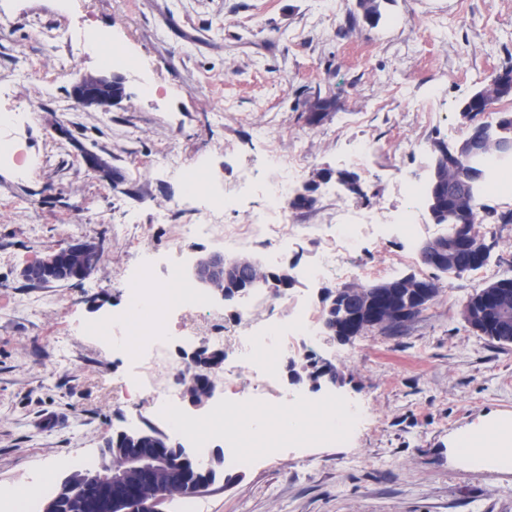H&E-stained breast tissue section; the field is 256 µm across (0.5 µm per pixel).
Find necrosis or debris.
I'll list each match as a JSON object with an SVG mask.
<instances>
[{"label":"necrosis or debris","instance_id":"necrosis-or-debris-1","mask_svg":"<svg viewBox=\"0 0 512 512\" xmlns=\"http://www.w3.org/2000/svg\"><path fill=\"white\" fill-rule=\"evenodd\" d=\"M31 112L0 104V166L13 169L23 179L39 170L43 157L30 154L24 143L13 131L31 120ZM182 175L187 192L180 205L195 209V222L179 225L177 237L168 254L173 261L168 267V278L160 282L155 278L154 266L158 254L148 253L132 269L128 281L145 285L146 294L139 309H126L103 325L86 328L89 336H111L112 348L124 356L130 373L116 389V401L127 402L139 397L149 405L152 415L187 443L197 448L207 447L210 435L223 434L225 443L232 448V459L242 467L252 466L257 453L241 451V430L246 418V407L287 405L288 394L275 392L274 383L279 377V363L285 354L295 351V337L305 336L316 341L319 334L318 318L306 305H299L288 325L273 319L281 298L271 297L264 303L250 299L243 303L233 326L211 325L207 343L223 350L224 368L221 379L224 396L223 425H204L184 416L180 411L182 394L169 380L153 376L152 369L162 362L168 338L171 336L172 317L177 313L192 311L200 316H212L213 310L184 278L176 255L181 254L192 241L215 238L223 231L226 214L238 212L242 198L253 189L249 181H242L236 192H219L213 189L211 178L202 165L184 168ZM400 187L408 201L405 209L391 215L379 212H361L352 209L340 211L333 217L315 216L304 223H295L289 201L294 191L292 179L268 183L262 190L263 208L250 215L247 224L233 231L234 239L242 242L259 241L272 250L284 248L296 236L311 238L323 250V261L305 270L310 281L323 279L360 280L387 273V266L367 268L343 265L342 256L353 255L366 238L382 242L394 234L413 236L419 231L417 203L421 196L419 180L400 176ZM134 327L136 341L127 344L118 336V329ZM249 369L251 381L239 382L241 369ZM314 437L324 442L336 441V434L327 432L321 417L307 418L304 427L282 435L278 432L263 434L259 439L258 453L275 455L284 448H295L306 438Z\"/></svg>","mask_w":512,"mask_h":512}]
</instances>
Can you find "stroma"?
Wrapping results in <instances>:
<instances>
[{
    "label": "stroma",
    "mask_w": 512,
    "mask_h": 512,
    "mask_svg": "<svg viewBox=\"0 0 512 512\" xmlns=\"http://www.w3.org/2000/svg\"><path fill=\"white\" fill-rule=\"evenodd\" d=\"M375 25L357 0H0V85L34 108L23 129L45 165L28 180L0 168V489L51 473V496L68 458L98 461L106 439L129 430L139 404L120 405L113 390L127 366L99 336L78 335L111 317L126 297L119 279L141 241L166 250L181 224L171 207L183 194L179 164H201L215 183L235 190L245 172L271 178L262 159L276 133L288 156L304 150L300 183L341 156L357 138L378 145L370 167L351 165L360 194L321 185L313 211L351 207L392 211L404 204L398 169L428 171L416 141L455 144L465 128L458 106L495 69L512 60V0H381ZM110 35L154 78L141 93L125 71V96L110 111L80 107L71 89L105 66L67 31ZM335 108L308 124L316 97ZM92 146L120 175L105 178L84 160ZM482 228L493 243L492 279L512 275V198L493 194ZM171 212L168 223L156 218ZM415 239H390L357 254L373 267L396 260L394 277L434 278L420 260L435 238L428 210ZM94 240L102 257L80 287L31 285L23 270L60 246ZM318 251L293 240L273 262L293 274L290 297L322 303L330 283L312 288L298 270ZM478 282L469 275L395 333L368 331L341 343L322 335L317 357L344 384L336 399L366 406L368 425L349 442L299 448L250 468L225 465L207 490L168 500L162 512H512V470L448 452L469 426L512 423V345L473 335L462 306Z\"/></svg>",
    "instance_id": "obj_1"
}]
</instances>
